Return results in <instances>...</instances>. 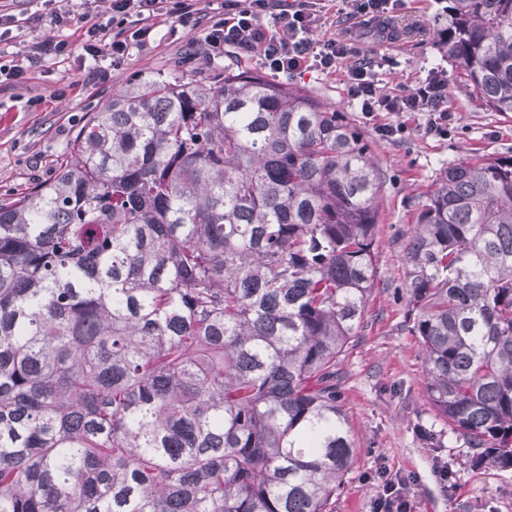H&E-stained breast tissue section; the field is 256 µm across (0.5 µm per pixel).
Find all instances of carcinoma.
<instances>
[{
    "label": "carcinoma",
    "mask_w": 512,
    "mask_h": 512,
    "mask_svg": "<svg viewBox=\"0 0 512 512\" xmlns=\"http://www.w3.org/2000/svg\"><path fill=\"white\" fill-rule=\"evenodd\" d=\"M442 12L512 112V0ZM382 188L335 107L258 72L139 77L89 113L0 201V512H326ZM403 261L429 404L511 468L512 156L446 169Z\"/></svg>",
    "instance_id": "cac0c4a2"
}]
</instances>
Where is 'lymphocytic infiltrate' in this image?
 <instances>
[{"instance_id":"lymphocytic-infiltrate-1","label":"lymphocytic infiltrate","mask_w":512,"mask_h":512,"mask_svg":"<svg viewBox=\"0 0 512 512\" xmlns=\"http://www.w3.org/2000/svg\"><path fill=\"white\" fill-rule=\"evenodd\" d=\"M116 28L106 36L91 13L74 14L68 0L55 5L51 14L56 25L72 22L82 25V49L92 64L85 72L91 83L101 82L103 74L97 67L99 58L109 56L122 60L131 46H145L153 29L149 20L168 16L183 27H202V42L210 54L223 53L225 48L238 49L244 55L257 58L272 74L290 76L308 69L335 71L346 65V86L349 98L358 106L366 120L376 122L379 136L397 140L406 131L402 123H377L379 113L423 112L428 116L426 131L447 135L454 116L439 108L448 81L442 71L434 70L414 88L389 92L374 76V60L359 56L356 49L362 34L347 31L341 38L318 40L314 30L318 22L316 0H222L221 10L202 22L198 0H100ZM145 19L140 28H130L131 17Z\"/></svg>"}]
</instances>
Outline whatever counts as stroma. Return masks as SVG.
Returning <instances> with one entry per match:
<instances>
[{
  "instance_id": "1",
  "label": "stroma",
  "mask_w": 512,
  "mask_h": 512,
  "mask_svg": "<svg viewBox=\"0 0 512 512\" xmlns=\"http://www.w3.org/2000/svg\"><path fill=\"white\" fill-rule=\"evenodd\" d=\"M19 17H39L37 25L0 42V62L21 60L33 43L47 37L68 40L67 59L48 58L29 72L25 82H0V196H15L32 184L55 178L73 134L90 112L100 109L113 91L132 78L160 73L182 82L212 81L225 68L244 66L260 71L257 59L228 48L208 57L187 56L194 31L172 28L156 19L146 49L131 48L120 66L100 59L108 78L102 84L84 81L81 35L54 24L47 0H7ZM440 0H407L394 25L400 34L390 42L369 35L361 47L382 64L378 77L389 91L415 87L431 70L448 75L442 107L455 123L447 137L427 134L425 116L402 114L409 128L404 139L385 141L366 122L345 92V72L310 71L272 83L304 89L335 106L368 140L384 177L374 245L377 276L364 308L358 334L341 359L343 409L355 455L330 512H373L382 481L380 469L415 475L408 487L414 512H512V468L474 465L459 440L427 401L422 355L408 327L413 306L405 287L401 261L420 205L443 169L467 157L512 155V112H492L472 95L458 63L449 60L436 41L442 19ZM433 441H426V434ZM448 466L447 479L436 472Z\"/></svg>"
}]
</instances>
